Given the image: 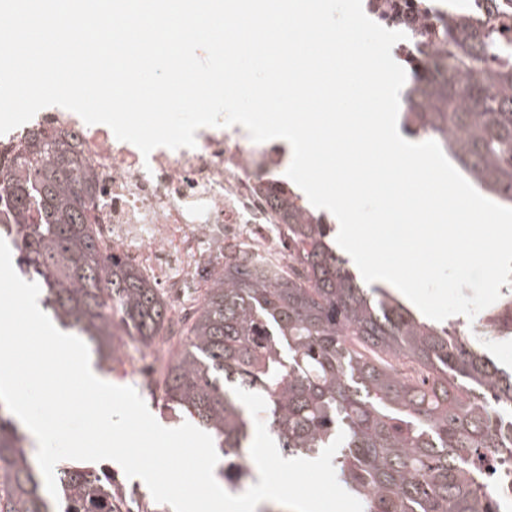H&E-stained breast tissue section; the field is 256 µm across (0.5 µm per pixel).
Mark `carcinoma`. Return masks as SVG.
I'll list each match as a JSON object with an SVG mask.
<instances>
[{
  "mask_svg": "<svg viewBox=\"0 0 512 512\" xmlns=\"http://www.w3.org/2000/svg\"><path fill=\"white\" fill-rule=\"evenodd\" d=\"M439 52L412 68L404 128L449 152L474 182L512 201V15L456 21ZM294 250L288 269L229 247L189 320L88 223L95 180L75 146L48 129L0 164V224L21 274L45 293L64 331L101 369L136 342L173 346L152 390L212 433L224 481L249 478L248 409L233 388L263 396L269 432L290 454H317L339 431V475L366 512H500L484 464L512 462V372L456 328L419 320L387 289L365 288L328 241L332 228L266 189ZM26 437L0 403V512H127L112 479L70 466L50 500Z\"/></svg>",
  "mask_w": 512,
  "mask_h": 512,
  "instance_id": "cac0c4a2",
  "label": "carcinoma"
}]
</instances>
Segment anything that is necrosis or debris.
Returning a JSON list of instances; mask_svg holds the SVG:
<instances>
[{
	"label": "necrosis or debris",
	"instance_id": "obj_1",
	"mask_svg": "<svg viewBox=\"0 0 512 512\" xmlns=\"http://www.w3.org/2000/svg\"><path fill=\"white\" fill-rule=\"evenodd\" d=\"M379 25L405 32L401 59L424 60L433 44L413 31L461 17L471 21L498 12L507 0H364ZM70 136L97 183L89 212L101 238L168 294L183 296L193 273L225 239L256 258L287 257L292 246L272 216L266 185L288 166L285 149L252 141L241 126L204 127L192 148L158 147L142 154L104 124H86L60 106L39 110L28 122L0 135V153L15 152L33 129Z\"/></svg>",
	"mask_w": 512,
	"mask_h": 512
}]
</instances>
